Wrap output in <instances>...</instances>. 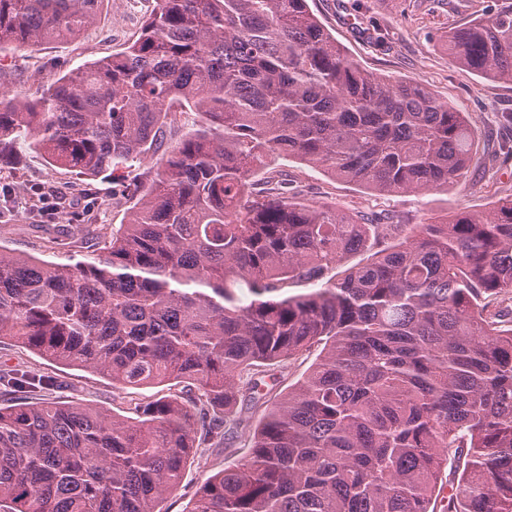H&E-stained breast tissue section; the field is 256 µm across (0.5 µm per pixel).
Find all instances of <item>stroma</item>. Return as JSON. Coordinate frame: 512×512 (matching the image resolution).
I'll return each mask as SVG.
<instances>
[{"instance_id":"35a3bbf8","label":"stroma","mask_w":512,"mask_h":512,"mask_svg":"<svg viewBox=\"0 0 512 512\" xmlns=\"http://www.w3.org/2000/svg\"><path fill=\"white\" fill-rule=\"evenodd\" d=\"M450 11L447 0H309L313 13L363 68L390 79L415 80L467 112L478 146L462 176L448 189L426 194H379L332 178L296 161H279L300 201L331 203L364 215L372 222L398 224L393 241H402L408 224H430L457 211L486 212L500 198L512 196V125L498 121L512 113V83L490 82L461 68L445 50L448 28L496 10L501 0H458ZM156 0H102L96 21L80 38L51 41L33 48L0 49V87L39 96L59 72L71 70L134 41ZM375 26L385 45L368 41L363 27ZM19 165L0 166V248L51 263L65 264L77 255V225L120 226L128 206L121 196L136 168L96 178L79 179L69 170L50 165L27 143H19ZM25 363L40 379L36 386L0 396V407L42 402L79 403L127 413L125 391L106 375L59 364L33 353L10 338L0 339V363ZM251 451L249 434L228 447L205 446L186 466L179 486L159 504L160 512H186L199 485L236 464Z\"/></svg>"}]
</instances>
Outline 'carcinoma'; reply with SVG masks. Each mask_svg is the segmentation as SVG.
I'll list each match as a JSON object with an SVG mask.
<instances>
[{"label": "carcinoma", "mask_w": 512, "mask_h": 512, "mask_svg": "<svg viewBox=\"0 0 512 512\" xmlns=\"http://www.w3.org/2000/svg\"><path fill=\"white\" fill-rule=\"evenodd\" d=\"M102 0H0V47L78 36ZM448 54L512 82V0L452 28ZM180 103L202 117L181 138ZM24 140L96 177L150 161L127 223L47 265L0 248V337L92 369L134 417L80 404L0 407V512H157L199 445L225 443L270 367L317 362L265 404L241 463L189 512H512V198L482 214L368 224L305 204L269 169L296 159L381 194L454 183L476 136L419 83L370 73L307 0H157L123 51L30 98L0 96V163ZM268 170L249 192V176ZM302 286L291 294L286 287ZM19 368L0 371L10 390Z\"/></svg>", "instance_id": "obj_1"}]
</instances>
